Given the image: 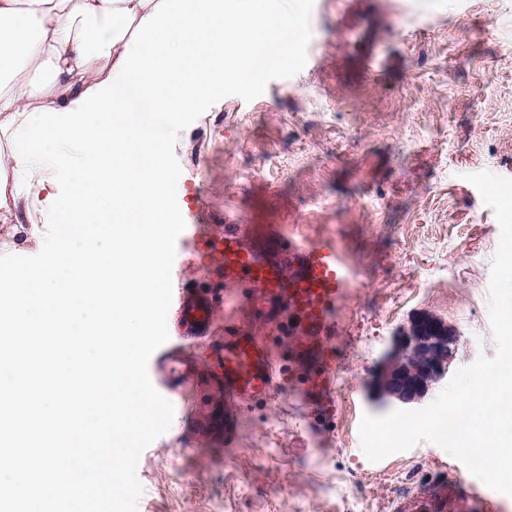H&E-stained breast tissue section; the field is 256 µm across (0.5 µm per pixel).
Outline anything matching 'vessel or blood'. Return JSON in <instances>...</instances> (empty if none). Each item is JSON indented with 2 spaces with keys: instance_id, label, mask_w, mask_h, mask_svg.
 <instances>
[{
  "instance_id": "vessel-or-blood-1",
  "label": "vessel or blood",
  "mask_w": 512,
  "mask_h": 512,
  "mask_svg": "<svg viewBox=\"0 0 512 512\" xmlns=\"http://www.w3.org/2000/svg\"><path fill=\"white\" fill-rule=\"evenodd\" d=\"M344 23L347 46L361 69L378 75L387 64L374 33L370 13L353 0H332ZM199 247L213 271L230 287L233 309L243 323H225L218 377L226 395L244 405L267 399L276 388L272 347L265 333L278 326L288 339V357L303 374L302 391L310 407L323 416L338 407L335 339L338 313L354 285L335 246L300 242L258 224H228L199 237ZM182 326L189 335L205 332L215 322L211 302L194 294L180 297ZM167 382L191 378L188 362L177 352L160 360ZM471 500L448 489L435 497L412 498L399 512H469Z\"/></svg>"
}]
</instances>
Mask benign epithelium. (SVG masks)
I'll return each mask as SVG.
<instances>
[{
	"mask_svg": "<svg viewBox=\"0 0 512 512\" xmlns=\"http://www.w3.org/2000/svg\"><path fill=\"white\" fill-rule=\"evenodd\" d=\"M461 336L455 326L430 314L414 317L399 348L382 363L375 380L376 399L401 406L424 402L449 372Z\"/></svg>",
	"mask_w": 512,
	"mask_h": 512,
	"instance_id": "benign-epithelium-1",
	"label": "benign epithelium"
}]
</instances>
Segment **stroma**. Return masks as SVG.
I'll return each instance as SVG.
<instances>
[{"label":"stroma","mask_w":512,"mask_h":512,"mask_svg":"<svg viewBox=\"0 0 512 512\" xmlns=\"http://www.w3.org/2000/svg\"><path fill=\"white\" fill-rule=\"evenodd\" d=\"M380 20L390 63L377 76L346 54L326 0H315L307 64L245 102L228 96L178 138L176 241L167 348L191 363L169 393L170 429L142 453L138 512H395L406 497L456 484L473 512H512L442 448L422 443L381 461L361 450L362 414L383 416L370 387L409 321L429 313L461 334L453 368L493 356L488 286L500 228L467 180L483 170L512 178V0H363ZM243 222L278 226L299 241L337 246L367 280L339 311V407L307 404L284 344L274 394L240 410L239 448L193 425L224 415L215 377L224 345L223 280L197 233ZM46 218L18 197L0 223V255L37 254ZM452 283L451 298L422 280ZM213 299L207 334L182 335L177 297Z\"/></svg>","instance_id":"1"}]
</instances>
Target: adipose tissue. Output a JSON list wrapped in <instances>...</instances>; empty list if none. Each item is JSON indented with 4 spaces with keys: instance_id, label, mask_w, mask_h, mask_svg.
Listing matches in <instances>:
<instances>
[{
    "instance_id": "obj_1",
    "label": "adipose tissue",
    "mask_w": 512,
    "mask_h": 512,
    "mask_svg": "<svg viewBox=\"0 0 512 512\" xmlns=\"http://www.w3.org/2000/svg\"><path fill=\"white\" fill-rule=\"evenodd\" d=\"M159 0H0V135L109 75Z\"/></svg>"
}]
</instances>
